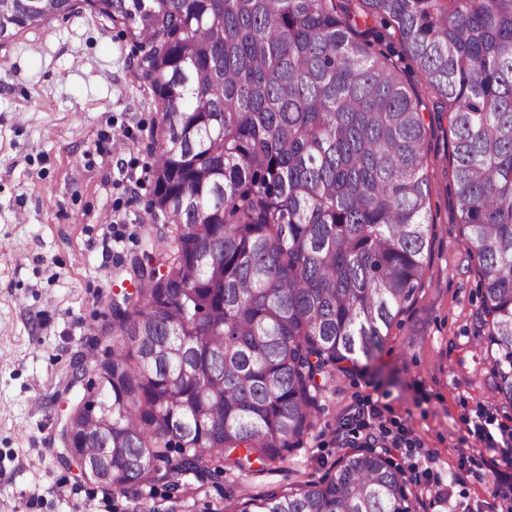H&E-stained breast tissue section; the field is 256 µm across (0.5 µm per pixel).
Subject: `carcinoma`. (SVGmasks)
I'll use <instances>...</instances> for the list:
<instances>
[{"label":"carcinoma","mask_w":512,"mask_h":512,"mask_svg":"<svg viewBox=\"0 0 512 512\" xmlns=\"http://www.w3.org/2000/svg\"><path fill=\"white\" fill-rule=\"evenodd\" d=\"M84 10L136 46L162 228L131 258L111 355L64 419L67 464L122 493L298 447L333 370L379 358L421 287L432 113L481 277L475 337L499 348L512 406V0H0V47ZM374 40L400 44L427 97ZM234 512L415 505L397 465L360 447Z\"/></svg>","instance_id":"cac0c4a2"}]
</instances>
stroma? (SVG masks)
I'll return each instance as SVG.
<instances>
[{"mask_svg":"<svg viewBox=\"0 0 512 512\" xmlns=\"http://www.w3.org/2000/svg\"><path fill=\"white\" fill-rule=\"evenodd\" d=\"M122 26L83 11L0 48V512H217L269 490L319 480L367 434L375 452L415 467L416 512H497L500 449L479 416L512 421L492 387L497 351L474 336L480 277L467 257L446 161L451 134L429 138L430 247L415 303L394 323L379 361L336 372L317 396L312 430L262 471L214 456L181 491L146 483L112 495L57 458L60 419L83 396L80 365L112 348L108 304L152 225L157 112L135 77ZM464 479L452 483L454 473Z\"/></svg>","mask_w":512,"mask_h":512,"instance_id":"1","label":"stroma"}]
</instances>
